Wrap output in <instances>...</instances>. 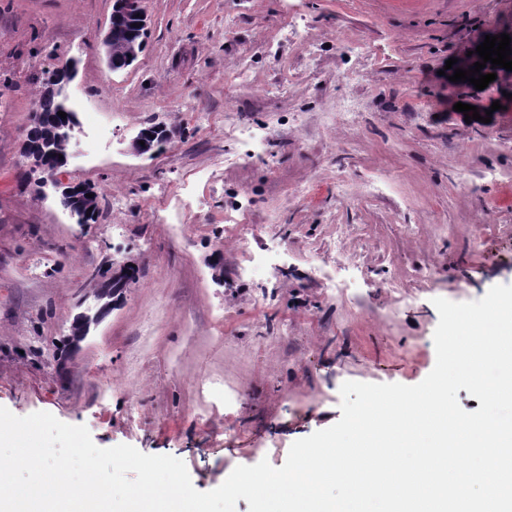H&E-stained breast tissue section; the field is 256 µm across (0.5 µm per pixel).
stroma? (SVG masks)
I'll return each mask as SVG.
<instances>
[{
    "label": "stroma",
    "instance_id": "1",
    "mask_svg": "<svg viewBox=\"0 0 512 512\" xmlns=\"http://www.w3.org/2000/svg\"><path fill=\"white\" fill-rule=\"evenodd\" d=\"M112 6L0 0V407L177 457L207 492L335 424L344 382L420 383L435 298L512 284V71L454 98L441 74L512 31V0H145L146 47L119 71ZM70 57L62 179L96 185L92 224L19 182ZM500 99L487 123L453 109ZM158 124L173 138L135 153ZM243 124L263 161L242 158ZM129 260L137 282L68 346L95 272Z\"/></svg>",
    "mask_w": 512,
    "mask_h": 512
}]
</instances>
